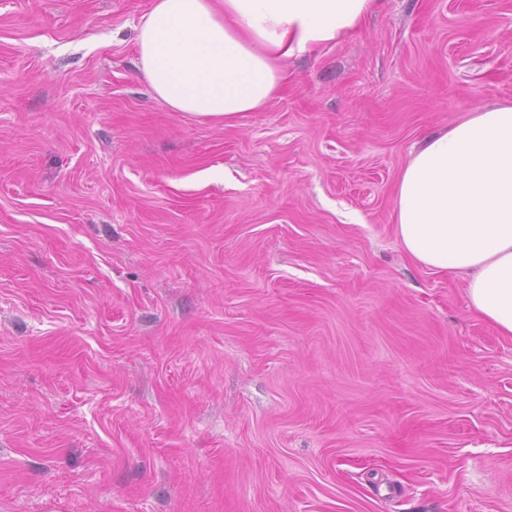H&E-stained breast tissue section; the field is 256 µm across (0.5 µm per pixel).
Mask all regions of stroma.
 Segmentation results:
<instances>
[{"label": "stroma", "instance_id": "1", "mask_svg": "<svg viewBox=\"0 0 512 512\" xmlns=\"http://www.w3.org/2000/svg\"><path fill=\"white\" fill-rule=\"evenodd\" d=\"M150 0H0V512H512V338L398 177L512 103V0H383L227 125L138 78Z\"/></svg>", "mask_w": 512, "mask_h": 512}]
</instances>
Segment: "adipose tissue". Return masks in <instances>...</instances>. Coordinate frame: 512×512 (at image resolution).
I'll use <instances>...</instances> for the list:
<instances>
[{"instance_id": "obj_1", "label": "adipose tissue", "mask_w": 512, "mask_h": 512, "mask_svg": "<svg viewBox=\"0 0 512 512\" xmlns=\"http://www.w3.org/2000/svg\"><path fill=\"white\" fill-rule=\"evenodd\" d=\"M381 0H152L137 68L170 111L232 123L288 83L289 58L354 34ZM396 235L416 264L467 273L469 308L512 338V103L475 106L401 171Z\"/></svg>"}]
</instances>
